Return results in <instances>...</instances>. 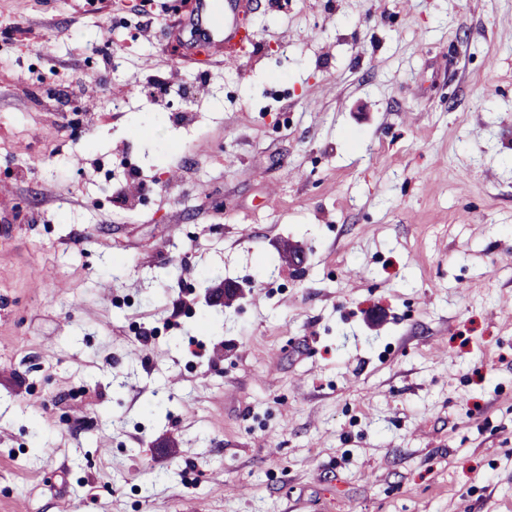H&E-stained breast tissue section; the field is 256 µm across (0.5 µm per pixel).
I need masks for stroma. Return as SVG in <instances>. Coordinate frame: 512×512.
<instances>
[{
	"instance_id": "1",
	"label": "stroma",
	"mask_w": 512,
	"mask_h": 512,
	"mask_svg": "<svg viewBox=\"0 0 512 512\" xmlns=\"http://www.w3.org/2000/svg\"><path fill=\"white\" fill-rule=\"evenodd\" d=\"M141 3L0 0V512H512V0H254L200 91Z\"/></svg>"
}]
</instances>
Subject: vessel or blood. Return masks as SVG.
I'll return each mask as SVG.
<instances>
[{
    "instance_id": "1",
    "label": "vessel or blood",
    "mask_w": 512,
    "mask_h": 512,
    "mask_svg": "<svg viewBox=\"0 0 512 512\" xmlns=\"http://www.w3.org/2000/svg\"><path fill=\"white\" fill-rule=\"evenodd\" d=\"M189 15L175 37V60L206 70L221 48L251 44L255 36L244 24L248 0H190Z\"/></svg>"
}]
</instances>
